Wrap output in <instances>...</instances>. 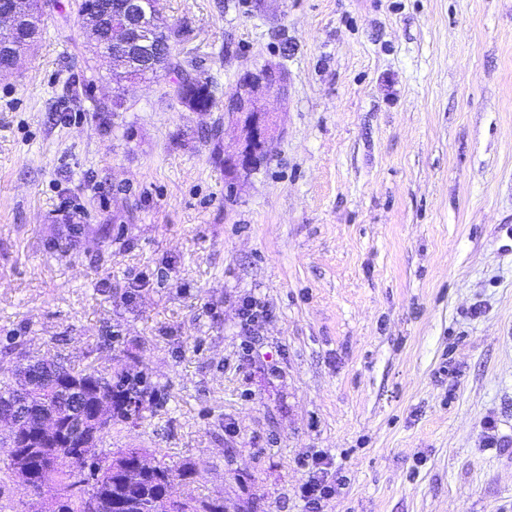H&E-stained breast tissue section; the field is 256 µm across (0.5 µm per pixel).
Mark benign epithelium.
Segmentation results:
<instances>
[{
	"instance_id": "obj_1",
	"label": "benign epithelium",
	"mask_w": 512,
	"mask_h": 512,
	"mask_svg": "<svg viewBox=\"0 0 512 512\" xmlns=\"http://www.w3.org/2000/svg\"><path fill=\"white\" fill-rule=\"evenodd\" d=\"M122 22L113 24L114 42L128 52L123 65L136 63V55L152 51L156 45L154 25L160 14H149L145 0H121ZM286 89V74L276 64L266 63L244 72L238 79L237 89L228 101L225 116L240 130L250 131V141L240 134L237 149L224 154V172L234 178L256 168L254 149L271 153L275 133L279 130L277 118L262 103L263 95H282Z\"/></svg>"
}]
</instances>
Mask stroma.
<instances>
[{"label":"stroma","instance_id":"stroma-1","mask_svg":"<svg viewBox=\"0 0 512 512\" xmlns=\"http://www.w3.org/2000/svg\"><path fill=\"white\" fill-rule=\"evenodd\" d=\"M163 5L211 111L165 72L117 88L74 0L0 77V379L142 377L113 447L226 512H303L318 450L325 512H512V0ZM267 62L280 133L231 181L224 104ZM171 65V66H170ZM169 72L175 73L172 85L173 96L179 103L192 111L210 110L215 100V87L207 79H202L182 65L167 63ZM326 459L327 455L321 451L311 455L312 476L301 489V498L306 512H323L327 500L336 495L339 486L345 485L346 477L344 478L343 475H336L329 480L328 468L324 466Z\"/></svg>","mask_w":512,"mask_h":512}]
</instances>
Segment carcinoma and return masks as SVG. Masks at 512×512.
Masks as SVG:
<instances>
[{
  "instance_id": "obj_1",
  "label": "carcinoma",
  "mask_w": 512,
  "mask_h": 512,
  "mask_svg": "<svg viewBox=\"0 0 512 512\" xmlns=\"http://www.w3.org/2000/svg\"><path fill=\"white\" fill-rule=\"evenodd\" d=\"M116 0H79L78 17L94 13L102 17L96 32L94 52L108 64L112 59V13ZM171 56L141 54L140 65L119 71L108 68L116 82L143 79L154 70L155 63ZM175 73L173 96L192 111H207L215 100V87L206 79L176 64L169 66ZM40 376L27 384L18 375L0 381V413L16 409L19 400H25L27 412L24 423L11 436L0 438V447L12 442L17 450L26 453L32 466L27 482L36 487L44 482L77 486L75 492L55 500L48 512H224V502L196 499L180 493L181 483L192 479L194 472L187 466L158 463L145 471L137 464L147 454L142 448H115L89 452L106 442L112 429L95 433L90 424L95 408L106 402L111 420H124L141 410L152 397V391L138 376L120 374L115 380L104 377L100 371L75 370L58 362L37 360L19 371L31 370ZM80 389L82 410L87 423L78 428L69 421L67 384ZM45 409H53L58 416L60 439L49 441L39 434L36 417Z\"/></svg>"
}]
</instances>
